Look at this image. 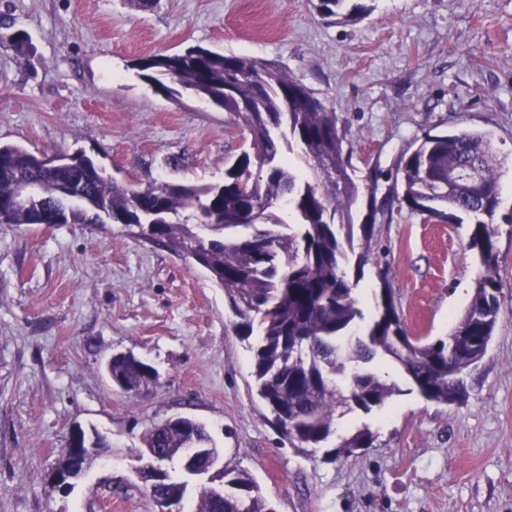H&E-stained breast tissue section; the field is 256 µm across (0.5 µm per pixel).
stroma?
<instances>
[{
    "label": "stroma",
    "mask_w": 512,
    "mask_h": 512,
    "mask_svg": "<svg viewBox=\"0 0 512 512\" xmlns=\"http://www.w3.org/2000/svg\"><path fill=\"white\" fill-rule=\"evenodd\" d=\"M336 22L317 0H0V24L28 34L0 46V143L83 151L120 181L215 184L245 130L190 97L142 81L136 62L201 46L278 66L336 113L359 187L354 224L394 195L399 154L427 131L489 132L500 177L499 296L493 341L455 405L425 400L384 358L391 400L337 420L371 447L326 460L295 448L262 405L248 341L224 291L121 224H0V512H155L135 469L141 436L174 416L204 423L231 468L249 472L275 512H512V0H359ZM467 224L393 209L374 259H348L373 316L391 288L407 330L444 337L464 313L480 264ZM132 354L158 372L139 392L106 363ZM112 455L69 490L51 472L74 428Z\"/></svg>",
    "instance_id": "1"
}]
</instances>
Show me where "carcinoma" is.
Returning <instances> with one entry per match:
<instances>
[{"label":"carcinoma","mask_w":512,"mask_h":512,"mask_svg":"<svg viewBox=\"0 0 512 512\" xmlns=\"http://www.w3.org/2000/svg\"><path fill=\"white\" fill-rule=\"evenodd\" d=\"M346 0H319L324 18L340 14ZM140 78L157 91L187 94L231 114L249 135V149L232 156L224 181L190 185L173 181L142 184L49 166L48 155L0 143V223L51 224L55 199L67 202L65 223L135 225L138 237L188 259L224 295L237 336L257 335L252 366L258 396L283 436L298 448H319L335 433L345 412L385 406L397 391L364 365L376 357L399 364L427 400L454 404L466 396L455 366L470 358L471 343L494 333L502 301L498 295L499 163L489 134L454 130L425 133L395 165L401 183L399 207L428 213L440 223L473 225L468 248L481 271L464 315L446 338L411 336L388 287L360 336L365 319L348 273L344 244H353L349 209L357 185L348 172L349 154L336 112L319 99L285 102L297 81L252 58L192 47L178 56L156 55L136 64ZM291 111H284V107ZM298 147L312 177L291 167L285 150ZM21 182L27 196L17 199ZM281 206L293 221L273 220ZM387 203L370 200L368 224L359 225L357 265L370 260L377 214ZM247 233L234 239L228 228ZM209 234L202 236L197 229ZM112 385L136 392L156 381L157 372L130 354L112 356ZM364 428L326 451L348 457L369 448ZM147 453L169 462V482L153 487L173 503L191 485L181 470V450L197 448L201 462L215 467L219 450L205 424L176 416L154 424L142 438ZM224 482V500L196 488L194 512H273L245 471L227 467L213 474Z\"/></svg>","instance_id":"cac0c4a2"}]
</instances>
